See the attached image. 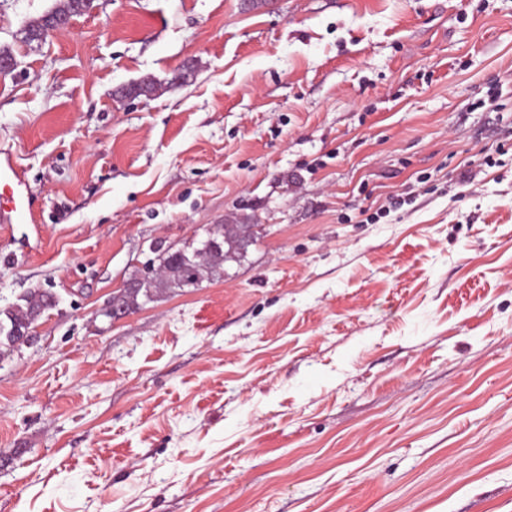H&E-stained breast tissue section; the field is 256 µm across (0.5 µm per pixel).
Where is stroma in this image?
<instances>
[{
	"label": "stroma",
	"mask_w": 512,
	"mask_h": 512,
	"mask_svg": "<svg viewBox=\"0 0 512 512\" xmlns=\"http://www.w3.org/2000/svg\"><path fill=\"white\" fill-rule=\"evenodd\" d=\"M55 6L0 0V308L59 300L0 357V512H512V0H94L25 42ZM240 215L223 274L104 317ZM6 196L7 201L12 204L11 208L4 209L0 206L3 218L12 224V215L17 221H33V214L29 206V191L22 178L21 173L15 169L9 162L0 164V196Z\"/></svg>",
	"instance_id": "obj_1"
}]
</instances>
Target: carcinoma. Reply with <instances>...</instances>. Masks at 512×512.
Here are the masks:
<instances>
[{
    "instance_id": "1",
    "label": "carcinoma",
    "mask_w": 512,
    "mask_h": 512,
    "mask_svg": "<svg viewBox=\"0 0 512 512\" xmlns=\"http://www.w3.org/2000/svg\"><path fill=\"white\" fill-rule=\"evenodd\" d=\"M215 245L201 246L176 254L170 259L158 261L159 273L125 295L124 305L131 309L138 306L139 294H158L170 288H185L187 284L198 285L202 276L201 261H206L213 270L224 268V263L242 255L230 242L224 240V226L208 232ZM23 303L0 308V354L11 352L33 326L34 317H39L57 305L56 295L48 291H31L22 297Z\"/></svg>"
}]
</instances>
